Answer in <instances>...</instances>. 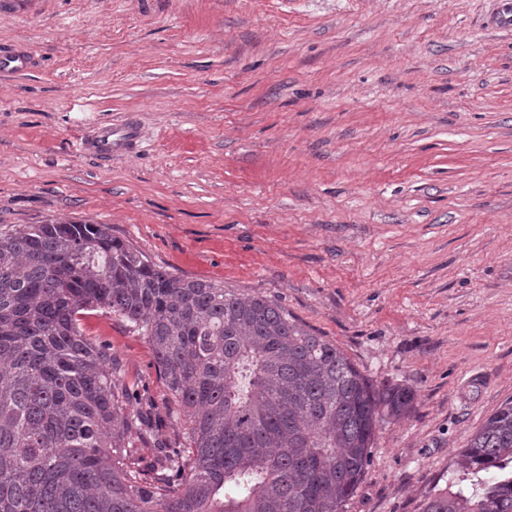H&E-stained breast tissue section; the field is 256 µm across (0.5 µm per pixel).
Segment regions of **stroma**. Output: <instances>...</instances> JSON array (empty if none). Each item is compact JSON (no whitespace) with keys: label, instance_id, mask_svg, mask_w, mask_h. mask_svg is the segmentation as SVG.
I'll return each mask as SVG.
<instances>
[{"label":"stroma","instance_id":"stroma-1","mask_svg":"<svg viewBox=\"0 0 512 512\" xmlns=\"http://www.w3.org/2000/svg\"><path fill=\"white\" fill-rule=\"evenodd\" d=\"M493 0H0V230L112 227L169 272L260 293L377 381L345 512H420L512 398V30ZM137 138L102 160V124ZM181 441L146 340L92 311Z\"/></svg>","mask_w":512,"mask_h":512}]
</instances>
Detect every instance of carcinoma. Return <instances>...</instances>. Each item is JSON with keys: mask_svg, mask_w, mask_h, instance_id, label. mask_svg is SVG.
I'll list each match as a JSON object with an SVG mask.
<instances>
[{"mask_svg": "<svg viewBox=\"0 0 512 512\" xmlns=\"http://www.w3.org/2000/svg\"><path fill=\"white\" fill-rule=\"evenodd\" d=\"M87 311L145 337L183 442L134 409ZM414 399L276 301L175 276L107 224L0 232V512H344L378 425ZM134 434L157 442L150 462ZM460 457L472 491L420 512H512V400Z\"/></svg>", "mask_w": 512, "mask_h": 512, "instance_id": "carcinoma-1", "label": "carcinoma"}]
</instances>
